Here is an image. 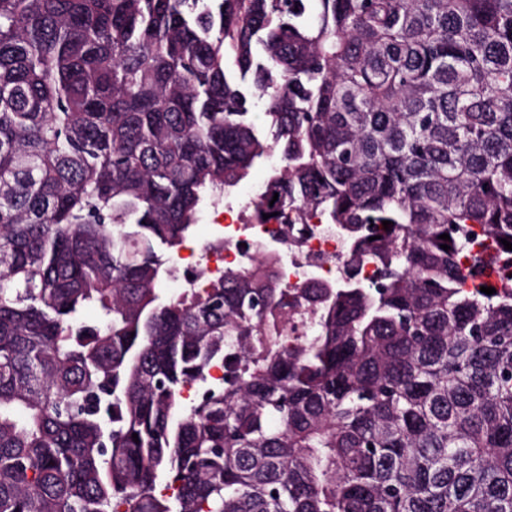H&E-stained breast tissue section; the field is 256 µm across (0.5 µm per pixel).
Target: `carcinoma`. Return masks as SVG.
Masks as SVG:
<instances>
[{
    "label": "carcinoma",
    "instance_id": "cac0c4a2",
    "mask_svg": "<svg viewBox=\"0 0 512 512\" xmlns=\"http://www.w3.org/2000/svg\"><path fill=\"white\" fill-rule=\"evenodd\" d=\"M275 154L336 282L167 296ZM503 239L512 0H0V512H512Z\"/></svg>",
    "mask_w": 512,
    "mask_h": 512
}]
</instances>
